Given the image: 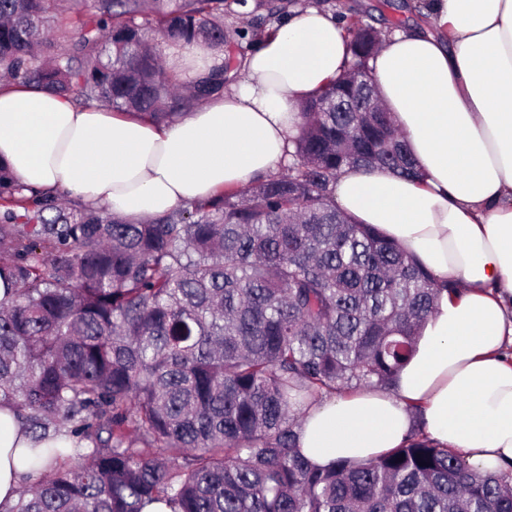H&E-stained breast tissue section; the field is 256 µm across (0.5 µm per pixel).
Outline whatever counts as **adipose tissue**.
<instances>
[{
  "mask_svg": "<svg viewBox=\"0 0 512 512\" xmlns=\"http://www.w3.org/2000/svg\"><path fill=\"white\" fill-rule=\"evenodd\" d=\"M429 16L432 29H395L369 61L422 179L350 168L335 197L458 290L441 295L394 388L309 410L299 445L321 467L400 447L416 409L429 439L473 469L512 464V0H429ZM347 58L342 26L310 4L261 38L233 89L172 123L0 85V161L27 186L132 221L160 215L274 174L300 104ZM16 435L0 412L2 504L31 472Z\"/></svg>",
  "mask_w": 512,
  "mask_h": 512,
  "instance_id": "adipose-tissue-1",
  "label": "adipose tissue"
}]
</instances>
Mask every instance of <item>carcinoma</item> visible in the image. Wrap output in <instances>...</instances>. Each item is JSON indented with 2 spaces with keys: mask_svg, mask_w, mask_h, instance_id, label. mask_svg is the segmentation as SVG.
Returning <instances> with one entry per match:
<instances>
[{
  "mask_svg": "<svg viewBox=\"0 0 512 512\" xmlns=\"http://www.w3.org/2000/svg\"><path fill=\"white\" fill-rule=\"evenodd\" d=\"M247 0H0V80L170 123L237 81L224 12ZM292 0H258L252 26ZM343 73L298 113L284 171L144 222L31 191L0 164V409L42 477L0 512H512V466L480 474L432 442L316 467L301 423L324 398L390 389L439 283L336 207L350 167L416 177L368 67L383 41L346 25ZM221 63L185 83L165 51Z\"/></svg>",
  "mask_w": 512,
  "mask_h": 512,
  "instance_id": "carcinoma-1",
  "label": "carcinoma"
}]
</instances>
